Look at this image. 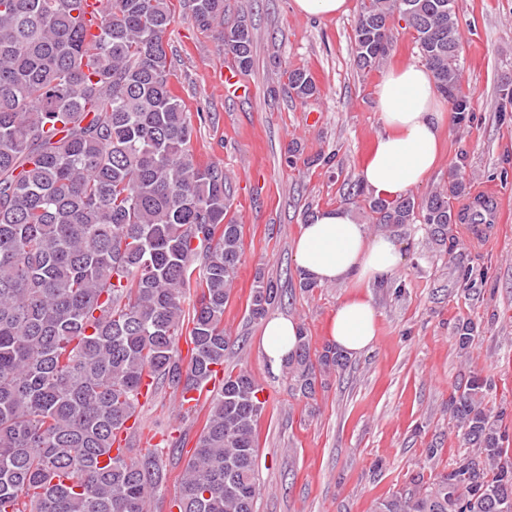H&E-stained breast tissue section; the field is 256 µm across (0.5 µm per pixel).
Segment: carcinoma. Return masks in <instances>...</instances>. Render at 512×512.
Returning a JSON list of instances; mask_svg holds the SVG:
<instances>
[{"mask_svg":"<svg viewBox=\"0 0 512 512\" xmlns=\"http://www.w3.org/2000/svg\"><path fill=\"white\" fill-rule=\"evenodd\" d=\"M187 2L193 22L217 30L224 54L249 71L248 25L222 28L224 0ZM396 18L414 30L456 121H468L454 0H361L356 66H379ZM173 21L172 0H106L90 38L81 0H0V512H151L167 480L163 449L138 458L116 446L117 435L158 385L200 392L224 365L243 227L227 219L224 169L192 150L191 113L174 93L164 41ZM288 85L301 99L317 92L301 70L288 72ZM464 193L453 180L420 202L368 206L377 223L419 222L445 246L452 200ZM281 298L256 276L247 320ZM473 340L474 326L462 322L459 349ZM347 363L331 344L312 350L302 330L284 367L294 394L310 399ZM489 387L473 377L448 402L475 453L374 512H512V457L485 402ZM259 391L241 370L208 394L169 508L254 512Z\"/></svg>","mask_w":512,"mask_h":512,"instance_id":"carcinoma-1","label":"carcinoma"}]
</instances>
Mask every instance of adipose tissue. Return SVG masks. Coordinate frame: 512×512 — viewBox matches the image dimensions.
I'll list each match as a JSON object with an SVG mask.
<instances>
[{
  "label": "adipose tissue",
  "mask_w": 512,
  "mask_h": 512,
  "mask_svg": "<svg viewBox=\"0 0 512 512\" xmlns=\"http://www.w3.org/2000/svg\"><path fill=\"white\" fill-rule=\"evenodd\" d=\"M375 98L382 131L357 178L372 197L394 200L436 169L448 116L431 72L417 63L391 70L377 85ZM294 258L306 277L320 284L378 283L392 276L402 261L392 237L369 236L365 224L344 207L321 210L301 225ZM376 322L371 302L351 297L338 305L329 334L337 348L358 355L373 342ZM298 334L299 325L292 319L266 321L261 349L271 365L282 364L294 351Z\"/></svg>",
  "instance_id": "adipose-tissue-1"
}]
</instances>
